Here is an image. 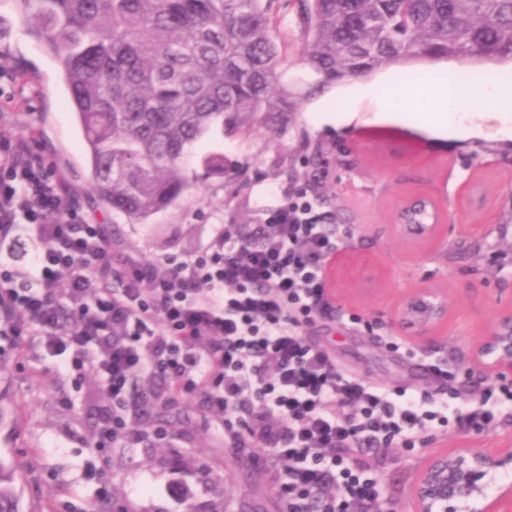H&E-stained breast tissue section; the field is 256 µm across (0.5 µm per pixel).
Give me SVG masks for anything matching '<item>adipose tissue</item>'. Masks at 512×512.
Instances as JSON below:
<instances>
[{"label":"adipose tissue","instance_id":"obj_1","mask_svg":"<svg viewBox=\"0 0 512 512\" xmlns=\"http://www.w3.org/2000/svg\"><path fill=\"white\" fill-rule=\"evenodd\" d=\"M480 95L489 109L497 112L505 134L512 136V80L502 79L491 82L483 91L459 77L457 67L442 69L440 76L423 81L398 73L381 76L361 85L346 99L348 113H356L361 99L371 98L381 104L382 118L397 119L406 105L419 108L422 121L435 135L445 137L459 132L470 135L480 134L479 126H464L458 116V106L473 95Z\"/></svg>","mask_w":512,"mask_h":512}]
</instances>
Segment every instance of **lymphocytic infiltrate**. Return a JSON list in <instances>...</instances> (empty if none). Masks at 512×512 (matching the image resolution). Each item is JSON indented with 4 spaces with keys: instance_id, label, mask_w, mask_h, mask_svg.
<instances>
[{
    "instance_id": "obj_1",
    "label": "lymphocytic infiltrate",
    "mask_w": 512,
    "mask_h": 512,
    "mask_svg": "<svg viewBox=\"0 0 512 512\" xmlns=\"http://www.w3.org/2000/svg\"><path fill=\"white\" fill-rule=\"evenodd\" d=\"M20 227L41 248L32 277L0 263V351L24 344L75 380L98 379L97 456L141 443L127 416L137 378H164L156 394L170 401L207 380L225 436L275 461L286 512H368L380 488L367 455L448 420L447 400L370 384L303 336L327 307L337 247L310 202L282 206L269 228L221 235L209 258L117 271L101 225L0 126V246Z\"/></svg>"
}]
</instances>
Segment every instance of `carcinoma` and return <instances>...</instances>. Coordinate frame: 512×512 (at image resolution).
<instances>
[{
    "instance_id": "1",
    "label": "carcinoma",
    "mask_w": 512,
    "mask_h": 512,
    "mask_svg": "<svg viewBox=\"0 0 512 512\" xmlns=\"http://www.w3.org/2000/svg\"><path fill=\"white\" fill-rule=\"evenodd\" d=\"M277 0H15L56 60L83 131L92 189L129 224L174 204L191 181L224 175V154L190 149L213 131L290 124L337 83L419 61H512V0H299L310 79L284 80ZM0 464V512H19Z\"/></svg>"
}]
</instances>
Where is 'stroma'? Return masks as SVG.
<instances>
[{"instance_id": "35a3bbf8", "label": "stroma", "mask_w": 512, "mask_h": 512, "mask_svg": "<svg viewBox=\"0 0 512 512\" xmlns=\"http://www.w3.org/2000/svg\"><path fill=\"white\" fill-rule=\"evenodd\" d=\"M0 125L30 152L54 165L90 223L109 235L112 264L139 258L182 261L211 245L227 224L269 223L273 212L306 193L338 238L326 269L331 313L302 329L337 366L390 389L443 398L463 390L460 411L481 406L491 382L475 347L494 325L497 295L512 294V140L497 134V113L460 105L485 137H438L421 128L409 106L397 122H377L365 102L353 122L325 124L321 108L342 113L335 92L307 101L287 128L257 129L246 138L214 135L196 152H223L248 181L231 192L225 179L189 188L148 223L129 224L92 196L91 172L69 92L55 61L25 32L12 0H0ZM431 200L443 228L414 246L392 232L399 204ZM448 293V321L416 342L395 323L402 301L424 279ZM448 372L440 378L438 369ZM103 397L94 378L74 386L56 364L28 349L0 354V460L14 463L20 512H92L97 500L86 478L99 460L91 452ZM145 433L137 448H114L106 472L122 512H283L271 465L225 438L199 389L177 403L157 401L133 418ZM175 437L167 444L158 429ZM512 445V407L482 431L449 425L413 448L381 450L375 465L380 506L413 512L412 491L428 455L458 448Z\"/></svg>"}]
</instances>
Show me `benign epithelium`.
<instances>
[{"label":"benign epithelium","mask_w":512,"mask_h":512,"mask_svg":"<svg viewBox=\"0 0 512 512\" xmlns=\"http://www.w3.org/2000/svg\"><path fill=\"white\" fill-rule=\"evenodd\" d=\"M415 200L404 202L397 213L394 233L410 243H425L440 232L438 213L428 204L430 220L418 219L412 210ZM498 310L492 330L476 348L485 373L494 379L512 377V299L497 300ZM448 294L431 286L416 289L401 305L399 321L424 337L448 321ZM512 469V448L486 452L480 448H461L452 453L430 456L413 490L415 512H458L455 503L483 493L482 480L499 470ZM476 512H512V484L498 488Z\"/></svg>","instance_id":"1"}]
</instances>
